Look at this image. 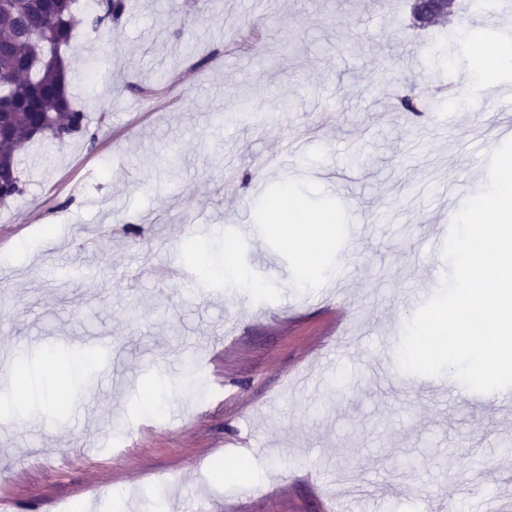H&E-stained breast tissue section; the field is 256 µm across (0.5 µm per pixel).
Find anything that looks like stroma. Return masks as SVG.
<instances>
[{
	"instance_id": "obj_1",
	"label": "stroma",
	"mask_w": 512,
	"mask_h": 512,
	"mask_svg": "<svg viewBox=\"0 0 512 512\" xmlns=\"http://www.w3.org/2000/svg\"><path fill=\"white\" fill-rule=\"evenodd\" d=\"M414 2L130 0L65 49L99 144L33 145L0 207V353L42 410L0 404L13 512L512 505V408L397 365L458 195L512 137V62L473 67L476 45L512 43V13L474 24L455 0L419 28ZM288 196L334 218L311 281L278 227ZM92 339L112 377L75 396L58 371Z\"/></svg>"
}]
</instances>
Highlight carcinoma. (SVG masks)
<instances>
[{
    "mask_svg": "<svg viewBox=\"0 0 512 512\" xmlns=\"http://www.w3.org/2000/svg\"><path fill=\"white\" fill-rule=\"evenodd\" d=\"M75 0H9L0 6V102L6 134L0 138V196L8 201L24 192L17 156L35 142L37 128L65 144L88 133L84 111L66 91L67 64L62 51L84 22L99 30L119 19L126 0H92L82 16Z\"/></svg>",
    "mask_w": 512,
    "mask_h": 512,
    "instance_id": "obj_1",
    "label": "carcinoma"
}]
</instances>
